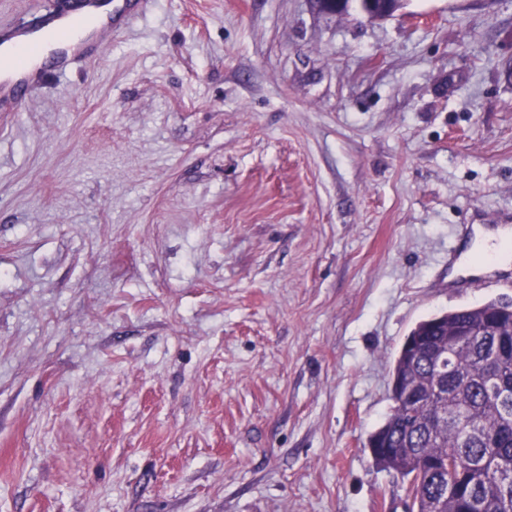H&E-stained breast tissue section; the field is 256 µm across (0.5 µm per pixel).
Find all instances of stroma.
<instances>
[{"mask_svg":"<svg viewBox=\"0 0 512 512\" xmlns=\"http://www.w3.org/2000/svg\"><path fill=\"white\" fill-rule=\"evenodd\" d=\"M512 224V0H152L0 112V512H404L367 447L448 248Z\"/></svg>","mask_w":512,"mask_h":512,"instance_id":"1","label":"stroma"}]
</instances>
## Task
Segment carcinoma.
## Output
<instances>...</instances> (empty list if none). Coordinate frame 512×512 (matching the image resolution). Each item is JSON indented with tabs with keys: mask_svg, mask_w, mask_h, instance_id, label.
<instances>
[{
	"mask_svg": "<svg viewBox=\"0 0 512 512\" xmlns=\"http://www.w3.org/2000/svg\"><path fill=\"white\" fill-rule=\"evenodd\" d=\"M466 334L451 350L448 384L434 396V364L425 345L442 338L447 324ZM411 335L419 347L411 375L398 357L392 377L417 383L424 396L394 403L383 423L384 447L374 460L403 480L407 512H512V369L493 381L490 358L497 345H512V311L495 302L419 322ZM448 405V425L429 420Z\"/></svg>",
	"mask_w": 512,
	"mask_h": 512,
	"instance_id": "1",
	"label": "carcinoma"
}]
</instances>
